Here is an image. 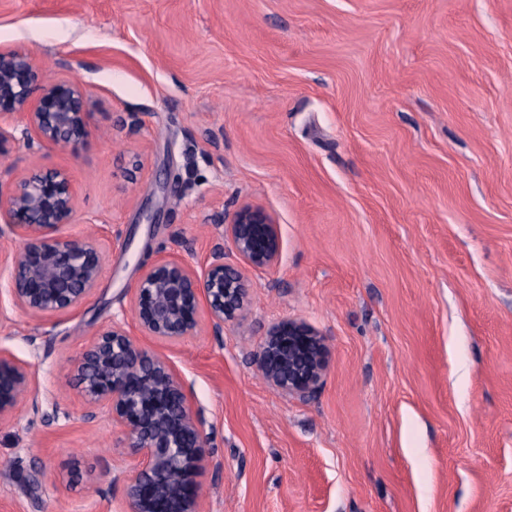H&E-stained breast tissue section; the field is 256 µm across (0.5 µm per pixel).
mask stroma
<instances>
[{
    "instance_id": "1",
    "label": "stroma",
    "mask_w": 512,
    "mask_h": 512,
    "mask_svg": "<svg viewBox=\"0 0 512 512\" xmlns=\"http://www.w3.org/2000/svg\"><path fill=\"white\" fill-rule=\"evenodd\" d=\"M91 90L67 233L103 271L76 313L0 317L35 383L0 426V512H122L121 429L65 377L128 288L202 262L246 204L282 253L244 315L165 358L203 421L202 512H512V0H0V51ZM326 337L308 400L255 364L269 328Z\"/></svg>"
}]
</instances>
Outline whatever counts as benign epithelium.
Returning a JSON list of instances; mask_svg holds the SVG:
<instances>
[{"label":"benign epithelium","mask_w":512,"mask_h":512,"mask_svg":"<svg viewBox=\"0 0 512 512\" xmlns=\"http://www.w3.org/2000/svg\"><path fill=\"white\" fill-rule=\"evenodd\" d=\"M94 100L75 78L48 82L26 49L0 51V151L20 138L29 149H62L86 140ZM77 190L63 168L16 171L0 182V238L22 243L4 268L9 304L39 316L71 313L93 294L101 276L99 238L71 236ZM224 242L197 267L161 257L143 268L130 288L137 332L177 343L193 334L206 309L215 336L241 317L249 272L276 266L279 225L264 209L244 205L225 220ZM236 261H225V251ZM328 348L321 331L296 320L273 325L256 353L264 378L305 400L322 385ZM66 385L77 388L87 417L103 415L124 432L136 462L122 471L127 512H199L191 490L207 459L202 424L168 361L149 353L114 323L80 355ZM33 389L31 364L0 348V426L14 420Z\"/></svg>","instance_id":"7a95c632"}]
</instances>
